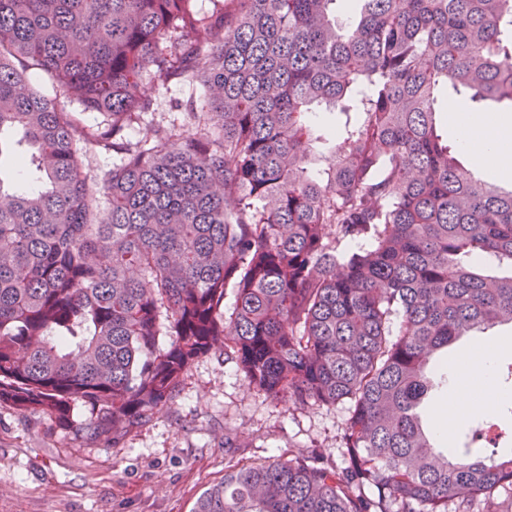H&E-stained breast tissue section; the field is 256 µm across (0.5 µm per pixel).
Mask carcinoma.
Segmentation results:
<instances>
[{
    "instance_id": "carcinoma-1",
    "label": "carcinoma",
    "mask_w": 512,
    "mask_h": 512,
    "mask_svg": "<svg viewBox=\"0 0 512 512\" xmlns=\"http://www.w3.org/2000/svg\"><path fill=\"white\" fill-rule=\"evenodd\" d=\"M336 2L0 0V404L115 444L219 353L274 399L348 403L346 466L238 463L194 512H501L512 455L439 450L419 408L435 354L512 326V274L480 269L512 264V189L436 110L512 103V0H358L345 29ZM18 61L110 123L19 92ZM150 68L207 89L195 131L126 139ZM314 112L346 116L316 174ZM88 145L121 155L105 208Z\"/></svg>"
}]
</instances>
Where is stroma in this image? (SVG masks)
Masks as SVG:
<instances>
[{"label":"stroma","mask_w":512,"mask_h":512,"mask_svg":"<svg viewBox=\"0 0 512 512\" xmlns=\"http://www.w3.org/2000/svg\"><path fill=\"white\" fill-rule=\"evenodd\" d=\"M144 89L151 110L133 139L156 126L188 130L174 106L187 88L148 76ZM347 416L343 404L270 399L234 362L212 355L196 359L176 397L116 445L76 437L41 411L0 404V512H193L239 461H272L300 448L342 464ZM228 434L241 447H225Z\"/></svg>","instance_id":"obj_1"}]
</instances>
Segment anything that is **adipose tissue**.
<instances>
[{"instance_id":"1","label":"adipose tissue","mask_w":512,"mask_h":512,"mask_svg":"<svg viewBox=\"0 0 512 512\" xmlns=\"http://www.w3.org/2000/svg\"><path fill=\"white\" fill-rule=\"evenodd\" d=\"M451 120L461 128L460 143L465 152L490 175L512 172V140L504 136L505 121L494 122L485 114H459L455 105H448ZM473 356L479 363L478 376L463 375L449 394L445 408L436 415L439 429H447L449 413H461L469 408L490 407L499 397L491 384L492 350L483 341H475Z\"/></svg>"}]
</instances>
